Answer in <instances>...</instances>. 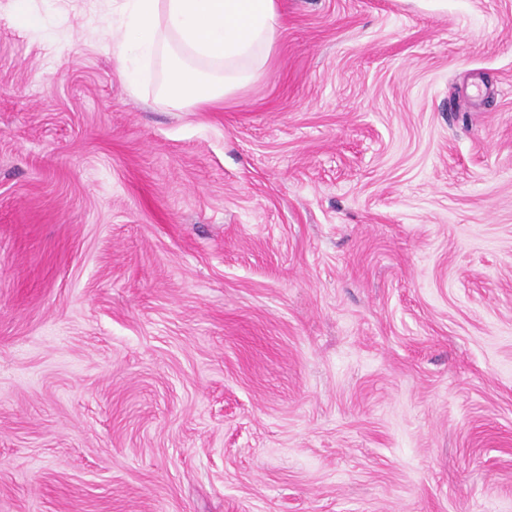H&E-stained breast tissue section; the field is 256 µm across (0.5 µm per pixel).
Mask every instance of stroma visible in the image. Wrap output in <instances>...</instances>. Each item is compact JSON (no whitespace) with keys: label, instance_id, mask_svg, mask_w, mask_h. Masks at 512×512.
<instances>
[{"label":"stroma","instance_id":"35a3bbf8","mask_svg":"<svg viewBox=\"0 0 512 512\" xmlns=\"http://www.w3.org/2000/svg\"><path fill=\"white\" fill-rule=\"evenodd\" d=\"M8 4L0 512H512V0H280L203 112ZM10 17L12 25L21 30L42 31L48 34V26L44 16L31 12L27 0H10Z\"/></svg>","mask_w":512,"mask_h":512}]
</instances>
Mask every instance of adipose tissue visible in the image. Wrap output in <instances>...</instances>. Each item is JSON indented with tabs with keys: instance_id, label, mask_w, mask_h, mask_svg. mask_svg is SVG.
<instances>
[{
	"instance_id": "adipose-tissue-1",
	"label": "adipose tissue",
	"mask_w": 512,
	"mask_h": 512,
	"mask_svg": "<svg viewBox=\"0 0 512 512\" xmlns=\"http://www.w3.org/2000/svg\"><path fill=\"white\" fill-rule=\"evenodd\" d=\"M279 0H121L107 26L120 78L137 88L141 64L160 60L159 94L175 108H206L267 73Z\"/></svg>"
}]
</instances>
